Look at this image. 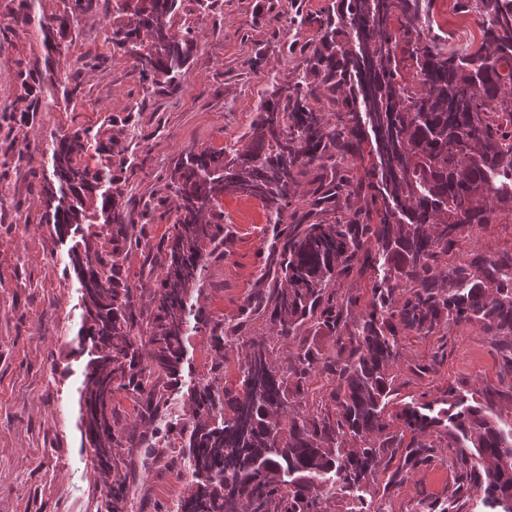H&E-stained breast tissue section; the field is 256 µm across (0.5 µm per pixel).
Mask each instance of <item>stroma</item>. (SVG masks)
Returning a JSON list of instances; mask_svg holds the SVG:
<instances>
[{
  "instance_id": "1",
  "label": "stroma",
  "mask_w": 512,
  "mask_h": 512,
  "mask_svg": "<svg viewBox=\"0 0 512 512\" xmlns=\"http://www.w3.org/2000/svg\"><path fill=\"white\" fill-rule=\"evenodd\" d=\"M329 0H216L207 14L186 0L176 26L195 28L196 46L176 91L148 87L134 58L105 38L113 16L108 0L90 9L60 37L58 78L65 92L32 86L19 99V75L43 67L47 50L37 17L62 13L68 0H35L34 22L22 0H0V162L27 150L20 167L0 169V512H104L95 463L82 449L78 389L87 361L78 349L81 298L66 270L75 237L59 239L42 223L39 186L51 171L52 137L76 128L107 130L134 161L126 193L130 209L166 195L168 175L192 149L247 147L246 133L273 79L286 82L299 58L291 44L315 39V22ZM229 241L208 264L196 297L211 317L235 322L258 289L271 244L262 201L227 195L220 202ZM512 252V223L496 222L463 234L449 263L471 253ZM447 355L435 372L415 371L435 352L436 337L408 333L394 368V406L421 393L440 398L448 388L486 397L512 421V368L497 341L476 324L450 326ZM206 336L187 337L182 370L170 388L175 398L207 377ZM453 449L432 462L398 472V458L382 462L374 512H417L421 499L443 498L458 471ZM129 473L125 512H174L185 484L180 453L139 448Z\"/></svg>"
}]
</instances>
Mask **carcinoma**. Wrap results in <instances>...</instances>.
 <instances>
[{
	"label": "carcinoma",
	"instance_id": "obj_1",
	"mask_svg": "<svg viewBox=\"0 0 512 512\" xmlns=\"http://www.w3.org/2000/svg\"><path fill=\"white\" fill-rule=\"evenodd\" d=\"M434 0H339L319 17L318 38L299 56L288 88L258 105L245 150H191L167 189L175 220L162 241L158 273L128 281L126 254L152 250L141 225L165 206L134 213L124 203L135 165L106 132L78 129L52 143L59 235L81 230L69 262L80 285L79 346L90 343L79 392L81 427L107 490L106 512H122L129 465L146 421L122 424L109 404L117 392L160 408L163 377L177 378L188 332L209 337L211 377L188 393L181 452L189 492L182 512H326L339 495L346 512H370L385 448L416 467L437 457L433 434L459 450L448 500L423 499L418 512H461L482 495L491 512H512V424L488 401L450 388L390 412L392 368L403 333H447L478 323L502 338L512 366V253L474 254L448 266L459 237L493 220H512V0H460L483 18L480 44L423 34ZM182 0H151L147 10L115 0L110 40L141 66L145 81L176 90L196 44L194 28L174 30ZM87 0L39 20L45 47L76 21ZM376 121L382 140L365 139ZM260 198L274 243L261 272L263 292L242 320L192 313L213 254L224 246L220 197ZM369 276L366 301L344 292ZM149 303L135 306L136 298ZM362 306L349 319L351 308ZM258 315L265 331L244 330ZM335 336L328 351L312 330ZM244 352L234 395L220 390L224 353ZM331 381L328 406L309 399L314 377Z\"/></svg>",
	"mask_w": 512,
	"mask_h": 512
}]
</instances>
